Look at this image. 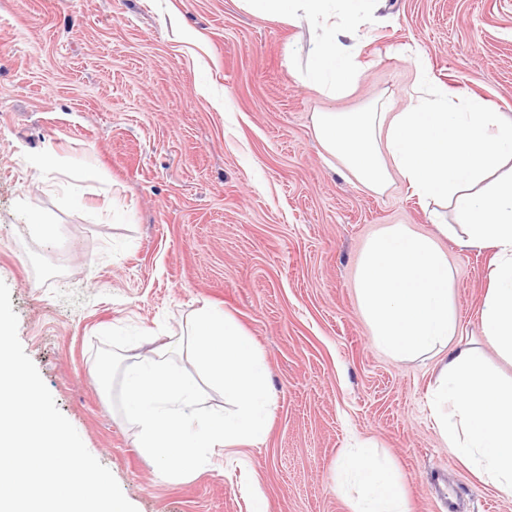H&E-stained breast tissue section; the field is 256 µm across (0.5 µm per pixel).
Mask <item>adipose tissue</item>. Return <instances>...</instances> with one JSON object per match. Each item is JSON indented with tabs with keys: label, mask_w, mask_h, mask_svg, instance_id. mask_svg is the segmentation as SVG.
<instances>
[{
	"label": "adipose tissue",
	"mask_w": 512,
	"mask_h": 512,
	"mask_svg": "<svg viewBox=\"0 0 512 512\" xmlns=\"http://www.w3.org/2000/svg\"><path fill=\"white\" fill-rule=\"evenodd\" d=\"M253 11L306 19L319 33L316 61L302 74L331 96L357 77L350 21L369 0H244ZM317 138L367 189L401 178L420 198L446 201L462 247L494 248L482 331L512 358V116L478 98L436 89L406 112H321ZM448 260L431 239L393 224L375 236L358 268V300L380 347L399 356L442 354L433 416L443 439L481 479L512 495V384L486 373L458 336L448 293ZM337 488H358L355 512H409L375 449L352 448L336 463Z\"/></svg>",
	"instance_id": "1"
}]
</instances>
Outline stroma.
Returning <instances> with one entry per match:
<instances>
[{
  "label": "stroma",
  "mask_w": 512,
  "mask_h": 512,
  "mask_svg": "<svg viewBox=\"0 0 512 512\" xmlns=\"http://www.w3.org/2000/svg\"><path fill=\"white\" fill-rule=\"evenodd\" d=\"M356 83L327 97L298 72L306 20L242 0H0V280L18 336L60 412L137 512H353L342 451L365 441L411 512H512L432 414L441 357L378 347L357 300L368 241L390 224L435 239L452 271L458 333L512 381L482 333L495 261L440 234L402 179L376 194L333 169L319 112L417 101L419 48L436 84L512 115V0H382L358 23ZM43 157V171L31 166ZM55 224L34 237L33 215ZM211 305L251 338L274 389L255 446L213 448L161 480L97 378L101 331L179 334Z\"/></svg>",
  "instance_id": "1"
}]
</instances>
